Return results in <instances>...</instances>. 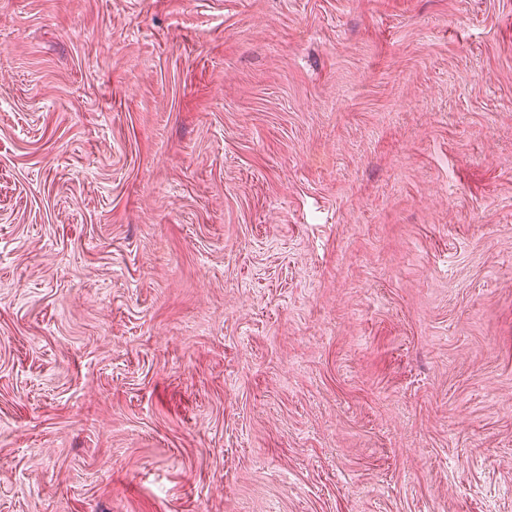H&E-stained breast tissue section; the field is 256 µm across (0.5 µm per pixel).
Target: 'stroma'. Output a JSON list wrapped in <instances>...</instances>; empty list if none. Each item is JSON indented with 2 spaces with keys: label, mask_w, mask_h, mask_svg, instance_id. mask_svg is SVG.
<instances>
[{
  "label": "stroma",
  "mask_w": 512,
  "mask_h": 512,
  "mask_svg": "<svg viewBox=\"0 0 512 512\" xmlns=\"http://www.w3.org/2000/svg\"><path fill=\"white\" fill-rule=\"evenodd\" d=\"M0 512H512V0H0Z\"/></svg>",
  "instance_id": "obj_1"
}]
</instances>
